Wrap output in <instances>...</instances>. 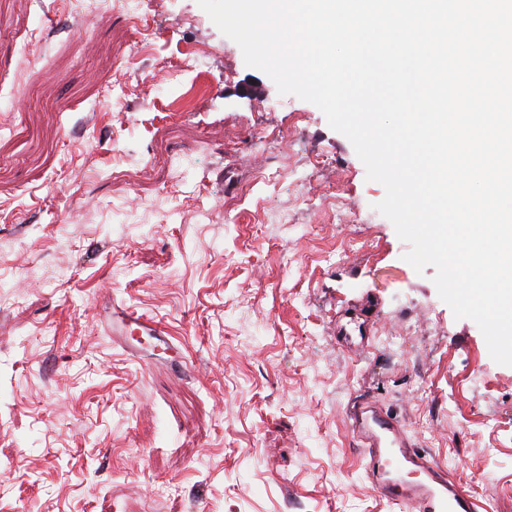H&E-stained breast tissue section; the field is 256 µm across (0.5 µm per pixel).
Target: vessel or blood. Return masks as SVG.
Segmentation results:
<instances>
[{"instance_id":"obj_1","label":"vessel or blood","mask_w":512,"mask_h":512,"mask_svg":"<svg viewBox=\"0 0 512 512\" xmlns=\"http://www.w3.org/2000/svg\"><path fill=\"white\" fill-rule=\"evenodd\" d=\"M112 329L135 348L171 349L159 324L131 308L113 307ZM347 416L361 443L366 473L388 502L402 512H479V502L447 466L417 451L404 424L372 397L352 402Z\"/></svg>"}]
</instances>
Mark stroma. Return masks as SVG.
I'll return each mask as SVG.
<instances>
[{
    "mask_svg": "<svg viewBox=\"0 0 512 512\" xmlns=\"http://www.w3.org/2000/svg\"><path fill=\"white\" fill-rule=\"evenodd\" d=\"M147 3L148 40L119 4L0 0V512H400L359 465L358 395L512 512V366L405 261L384 186L197 0ZM112 299L189 371L132 357ZM346 311L367 352L337 348Z\"/></svg>",
    "mask_w": 512,
    "mask_h": 512,
    "instance_id": "1",
    "label": "stroma"
}]
</instances>
